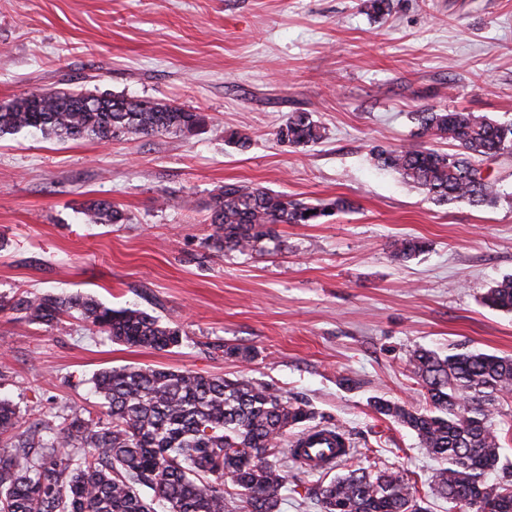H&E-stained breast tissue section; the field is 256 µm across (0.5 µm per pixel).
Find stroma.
I'll use <instances>...</instances> for the list:
<instances>
[{
    "mask_svg": "<svg viewBox=\"0 0 512 512\" xmlns=\"http://www.w3.org/2000/svg\"><path fill=\"white\" fill-rule=\"evenodd\" d=\"M41 87L160 99L211 122L109 144L0 134V294L79 292L186 338L158 353L78 320L49 328L0 312V398L31 422L65 406L100 411L91 378L111 367L242 376L335 423L350 466L407 473L427 512H469L433 495L438 461L371 402L426 408L407 366L419 346L512 357V313L482 302L512 277V156L485 161L502 192L486 208L435 201L371 150L452 151L420 134L413 115L427 108L512 124V0H391L382 17L363 0H0V100ZM296 111L321 140L278 141ZM235 181L350 207L280 226L265 253L218 251L208 205ZM95 199L127 223H88ZM410 237L428 249L396 261L394 243ZM228 345L253 359L225 356ZM322 479L289 467L281 512H319L304 493Z\"/></svg>",
    "mask_w": 512,
    "mask_h": 512,
    "instance_id": "35a3bbf8",
    "label": "stroma"
}]
</instances>
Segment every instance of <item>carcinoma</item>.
I'll return each mask as SVG.
<instances>
[{
    "instance_id": "cac0c4a2",
    "label": "carcinoma",
    "mask_w": 512,
    "mask_h": 512,
    "mask_svg": "<svg viewBox=\"0 0 512 512\" xmlns=\"http://www.w3.org/2000/svg\"><path fill=\"white\" fill-rule=\"evenodd\" d=\"M421 133L450 141L456 151L376 146L372 158L439 202L467 199L494 207L496 178L478 176L484 157L512 154V124L475 112L426 109L416 113ZM207 114L158 99L95 95L41 88L0 101V134L29 128L58 140L110 142L129 135L201 133ZM281 142L306 146L322 138L307 112L279 126ZM213 247L264 251L282 224H319L348 208L338 198L308 205L255 183H226L211 197ZM93 224H122L124 213L106 200L89 202ZM420 238H404L397 260L424 252ZM484 304L512 312V279L488 288ZM54 326L81 318L114 342L168 352L181 346L178 326L137 307L114 309L84 294L0 295V312ZM430 408L379 399L375 410L416 434L443 467L433 490L472 512H512V463L499 468L501 436L494 426L500 398L512 393V358L479 350L442 356L425 348L409 358ZM103 400L98 413H48L28 427L16 406L0 399V512H280L288 463H298L295 441L312 429L316 413L263 382L203 376L189 370L128 366L92 378ZM502 470L496 486L487 475ZM231 482L237 494L225 488ZM319 512H427L400 472L350 469L313 491Z\"/></svg>"
}]
</instances>
